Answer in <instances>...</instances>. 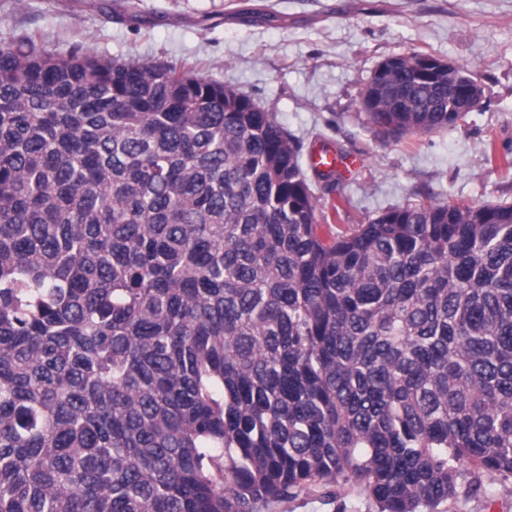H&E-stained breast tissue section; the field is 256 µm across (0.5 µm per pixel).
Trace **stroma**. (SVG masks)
<instances>
[{"instance_id":"1","label":"stroma","mask_w":512,"mask_h":512,"mask_svg":"<svg viewBox=\"0 0 512 512\" xmlns=\"http://www.w3.org/2000/svg\"><path fill=\"white\" fill-rule=\"evenodd\" d=\"M0 34H28L59 52L73 45L117 60L187 64L234 86L299 140L302 155L333 145L348 162L335 190L308 172L323 212L338 194L336 226L367 223L424 195L474 205L512 203V0H0ZM417 49L474 66L481 108L466 124L378 140L361 94L377 65ZM450 512H512V479L482 478ZM258 512H379L370 493L338 483Z\"/></svg>"}]
</instances>
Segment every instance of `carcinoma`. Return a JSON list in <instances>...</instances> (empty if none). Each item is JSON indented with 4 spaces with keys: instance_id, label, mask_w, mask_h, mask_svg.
Returning a JSON list of instances; mask_svg holds the SVG:
<instances>
[{
    "instance_id": "carcinoma-1",
    "label": "carcinoma",
    "mask_w": 512,
    "mask_h": 512,
    "mask_svg": "<svg viewBox=\"0 0 512 512\" xmlns=\"http://www.w3.org/2000/svg\"><path fill=\"white\" fill-rule=\"evenodd\" d=\"M412 50L383 139L455 128ZM300 144L193 70L0 34V512H256L364 484L429 512L512 477V204L319 216Z\"/></svg>"
}]
</instances>
